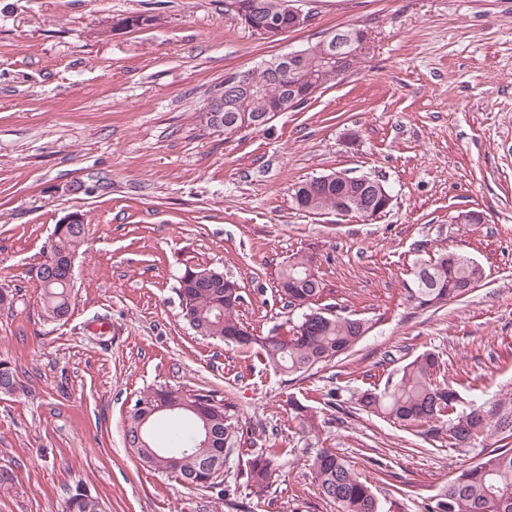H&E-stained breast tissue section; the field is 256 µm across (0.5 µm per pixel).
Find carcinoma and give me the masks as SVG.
Masks as SVG:
<instances>
[{
  "label": "carcinoma",
  "instance_id": "carcinoma-1",
  "mask_svg": "<svg viewBox=\"0 0 512 512\" xmlns=\"http://www.w3.org/2000/svg\"><path fill=\"white\" fill-rule=\"evenodd\" d=\"M252 5L257 15H276L282 0H226L228 12ZM347 61L344 69L324 63L311 53L301 74L300 92L312 85L324 88L346 75L361 57L356 44L344 48ZM253 84L262 93L234 98V109L253 115L274 109L283 95L282 83H274L268 70L260 67L249 71ZM297 207L309 213L339 211L348 215L358 205L369 201L372 214L382 212L383 196L374 188L364 186L351 177L319 187L305 181L293 187ZM86 224H67L57 237L53 254V272L39 281L41 318L55 323L71 311L72 288L68 279L69 262L75 259L85 244ZM313 264L312 256L295 254L279 273L278 295L288 307L298 309V315L288 320L291 338L284 342L272 334L257 336L238 318V308L244 303L239 286L224 285V271L202 263H186L177 278L176 291L183 319L200 336L218 339L246 350L257 349L263 361L272 368L288 374H303L317 365L328 364L354 347L372 328L364 318L342 317L330 305H317L325 292L320 278L308 279L306 271ZM418 277L409 298L425 310L442 306L462 297L478 286L483 278L482 268L470 258L456 252H442L432 261L416 266ZM24 392L16 368L11 361L0 357V394L16 396ZM196 410H181L179 414L191 419L194 436L186 439L181 428L167 432L169 448H188L181 466L174 471L189 486L206 490L216 489L218 498L228 489L221 481H207L205 469L224 468L228 453L238 443V424L224 398L212 390L190 391ZM185 391L160 387L137 398L127 417L124 437L129 447L136 443L139 420L152 411L158 402L178 403ZM352 399L357 410L381 416L417 433L440 431L450 448H483V457L448 481V485L426 508V512H512V409L501 405L474 401L463 406L458 382L449 375L448 365L440 355L423 352L388 375L383 386L358 390ZM496 431L501 444L492 448L486 444L491 431ZM279 448H264L246 461V488L249 495L262 499L274 483L275 463ZM139 464L148 471L166 472L170 467L161 457L145 448L135 452ZM311 468L320 494L336 504L337 512H381L372 485L363 480L351 465L333 448H320L312 458ZM68 512H103L98 498L77 487L68 490L65 501Z\"/></svg>",
  "mask_w": 512,
  "mask_h": 512
}]
</instances>
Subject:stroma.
<instances>
[{"label":"stroma","instance_id":"1","mask_svg":"<svg viewBox=\"0 0 512 512\" xmlns=\"http://www.w3.org/2000/svg\"><path fill=\"white\" fill-rule=\"evenodd\" d=\"M299 30L261 35L224 0H0V357L27 392L0 395V512H63L83 485L104 512H336L314 482L320 448L369 479L383 512H425L480 460L353 412L352 392L438 352L464 400L512 406V0H308ZM155 15V25L116 28ZM369 49L353 71L263 128L235 135L203 117L226 73L261 67L339 26ZM382 180L370 218L299 210L293 185L332 172ZM98 177L97 191L80 183ZM84 214L72 309L40 317L34 270L55 224ZM478 212L481 224L458 223ZM461 252L482 285L437 311L408 298L416 260ZM308 253L341 315L370 321L353 350L288 375L252 351L198 336L174 290L185 261L239 284L257 335L283 323L278 273ZM209 389L240 445L217 499L137 463L124 429L151 388ZM296 399L315 415L295 420ZM283 449L262 501L246 460Z\"/></svg>","mask_w":512,"mask_h":512}]
</instances>
